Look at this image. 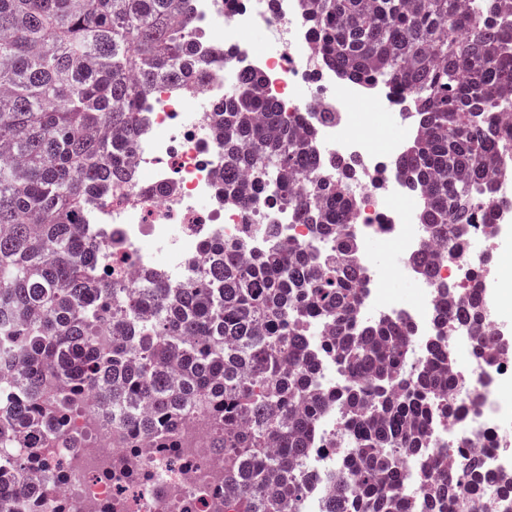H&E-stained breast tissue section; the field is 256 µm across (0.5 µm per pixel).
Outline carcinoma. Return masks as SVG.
<instances>
[{
	"mask_svg": "<svg viewBox=\"0 0 512 512\" xmlns=\"http://www.w3.org/2000/svg\"><path fill=\"white\" fill-rule=\"evenodd\" d=\"M322 64L342 79L383 80L408 97L420 132L394 161L421 199L417 220L443 247L459 227L486 224L506 206L492 180L512 160V0H304ZM190 0H0V362H18L0 387V448L19 433L29 461L67 437L88 394L112 388L130 414L127 447H181L180 425L197 412L224 449V512H302L317 417L342 402L350 462L321 512H448L481 484L512 503V471L483 458L441 471L427 452L439 419L456 414L445 338L448 322L472 331L481 360L505 353L478 330L483 301L438 284L436 335L412 380L404 376L412 328L357 315L358 264L348 224L354 201L341 183L357 163L321 154L296 116L281 110L262 76L244 74L222 103L217 134L224 180L253 190L281 174L300 224L334 241L325 261L305 245L246 262L249 236L205 245L200 277L177 288L156 280L129 292L92 236H79L112 185L131 176L140 91L204 76ZM325 323L313 344L309 326ZM112 343L95 344L104 325ZM346 373L339 390L317 386L319 361ZM417 499L404 496L403 452ZM17 465L0 458V491H23Z\"/></svg>",
	"mask_w": 512,
	"mask_h": 512,
	"instance_id": "cac0c4a2",
	"label": "carcinoma"
}]
</instances>
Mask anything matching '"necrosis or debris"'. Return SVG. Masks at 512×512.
<instances>
[{
  "label": "necrosis or debris",
  "instance_id": "4bbe7bcc",
  "mask_svg": "<svg viewBox=\"0 0 512 512\" xmlns=\"http://www.w3.org/2000/svg\"><path fill=\"white\" fill-rule=\"evenodd\" d=\"M302 0H192L193 26L198 31L197 50L211 70L203 83L165 81L142 95L140 139L131 155L132 179L113 188L110 201L91 210L90 221L102 225L105 234L97 245H111L112 268L123 283L133 287L137 273L160 270L167 281L179 284L203 267L201 246L209 240L235 244L249 233L251 251L264 252L270 243L280 246L313 242L308 225L295 224L286 205L257 201L241 209L228 201L219 185L224 153L214 127V112L242 71L260 72L268 95L299 116V125L310 131L323 155L358 159L364 170L346 188L358 202L351 226L359 248L364 274L360 283L359 316L365 321L399 317L413 328V350L435 333L432 311L438 282L464 280L487 268L493 281L507 276V256L499 254L493 266H485L484 244L489 236L470 226L456 247L443 254L435 278L419 276L411 259L428 239L417 221V196L396 175L393 161L404 143L392 137L375 146L367 130L396 124L412 126L402 100L392 97L387 86L367 87L340 82L335 72L318 71L316 41L301 10ZM266 27L271 34L264 48L254 46L249 33ZM233 50L225 61V50ZM364 111H354L356 103ZM386 184L384 196H376L367 171ZM397 248L399 259L389 268L371 259L374 240ZM416 280L415 300L405 304L391 296L390 277ZM448 351L453 373L457 417L438 421L432 443L447 449L449 466L461 457H484L490 468L504 465L512 450V417L506 416L499 380L512 373V356L500 357L495 369L476 356L467 330L449 327ZM480 397V413L469 411L473 397ZM92 441L84 448L62 440L49 441L43 465L25 470V481L38 482L40 494H13V512H224V459L203 447L204 428L184 426V445L164 452L146 445L123 448L112 424V411L103 405L89 407L81 421ZM324 445L316 449L319 481L304 499V512H316L327 477L343 472L349 456L348 436L339 406L327 407L318 420ZM138 470L135 479L118 483L112 474L127 465Z\"/></svg>",
  "mask_w": 512,
  "mask_h": 512
}]
</instances>
